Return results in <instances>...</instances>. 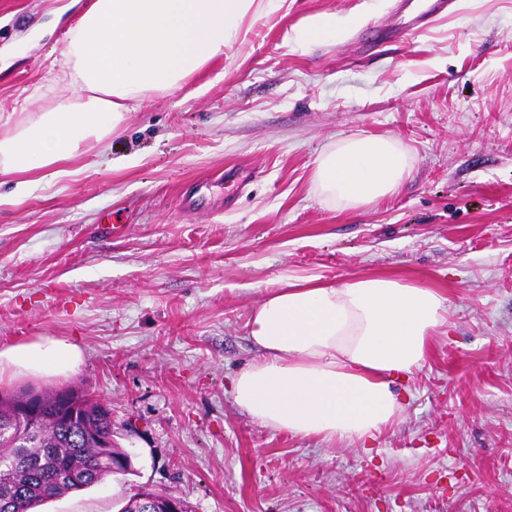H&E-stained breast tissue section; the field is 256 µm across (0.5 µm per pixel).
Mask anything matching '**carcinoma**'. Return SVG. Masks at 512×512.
Here are the masks:
<instances>
[{"instance_id":"carcinoma-1","label":"carcinoma","mask_w":512,"mask_h":512,"mask_svg":"<svg viewBox=\"0 0 512 512\" xmlns=\"http://www.w3.org/2000/svg\"><path fill=\"white\" fill-rule=\"evenodd\" d=\"M63 390L39 392V427L19 420L30 395L23 390L0 393V512H35L44 502L94 486L113 475L102 457L99 438L112 439V412L79 393L86 423L71 421L74 406Z\"/></svg>"}]
</instances>
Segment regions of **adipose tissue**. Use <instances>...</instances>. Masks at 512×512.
I'll return each mask as SVG.
<instances>
[{
    "label": "adipose tissue",
    "mask_w": 512,
    "mask_h": 512,
    "mask_svg": "<svg viewBox=\"0 0 512 512\" xmlns=\"http://www.w3.org/2000/svg\"><path fill=\"white\" fill-rule=\"evenodd\" d=\"M284 0H93L63 52L69 96L17 119L0 114V175L65 176L64 165L106 144L127 112L154 92L180 88L226 46L245 42L248 17ZM411 159L391 137L350 136L316 160L315 189L343 210L395 191ZM438 289L394 276L290 281L253 311L248 337L259 356L232 379L235 404L260 424L298 436L363 440L394 423L403 404L395 378L426 359L446 320ZM76 344L46 340L0 349V378L71 370Z\"/></svg>",
    "instance_id": "1"
}]
</instances>
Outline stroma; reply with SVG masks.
Returning <instances> with one entry per match:
<instances>
[{"mask_svg": "<svg viewBox=\"0 0 512 512\" xmlns=\"http://www.w3.org/2000/svg\"><path fill=\"white\" fill-rule=\"evenodd\" d=\"M92 0H0V113L67 93L62 52ZM331 16L336 38L286 32ZM183 88L129 112L76 174L0 182V348L65 339L82 362L1 391L78 387L112 411L126 474L39 512H512V0H285ZM352 135L412 158L352 211L314 188ZM397 275L448 313L397 421L366 440L260 425L230 381L247 323L294 280Z\"/></svg>", "mask_w": 512, "mask_h": 512, "instance_id": "obj_1", "label": "stroma"}]
</instances>
